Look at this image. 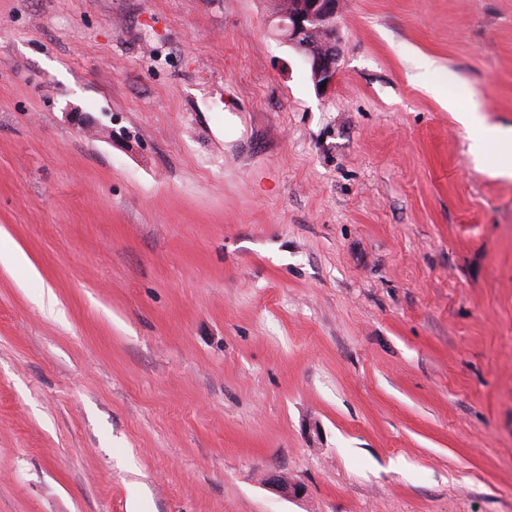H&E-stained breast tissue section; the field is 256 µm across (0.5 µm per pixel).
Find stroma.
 I'll return each mask as SVG.
<instances>
[{
	"mask_svg": "<svg viewBox=\"0 0 512 512\" xmlns=\"http://www.w3.org/2000/svg\"><path fill=\"white\" fill-rule=\"evenodd\" d=\"M272 12L0 0V512H512V0ZM274 14L283 8L285 0H275ZM297 11L288 15H276L277 27L282 36L302 56L316 90L321 95L328 94L339 71V40L337 18L341 0H302ZM317 34L322 42L318 50L312 51L309 41ZM326 82L325 88H322Z\"/></svg>",
	"mask_w": 512,
	"mask_h": 512,
	"instance_id": "obj_1",
	"label": "stroma"
}]
</instances>
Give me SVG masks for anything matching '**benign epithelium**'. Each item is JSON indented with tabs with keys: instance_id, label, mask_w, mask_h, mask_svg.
<instances>
[{
	"instance_id": "7a95c632",
	"label": "benign epithelium",
	"mask_w": 512,
	"mask_h": 512,
	"mask_svg": "<svg viewBox=\"0 0 512 512\" xmlns=\"http://www.w3.org/2000/svg\"><path fill=\"white\" fill-rule=\"evenodd\" d=\"M341 0H300L297 11L277 16L283 37L302 56L316 90L328 94L339 71V40L337 18ZM267 483L291 496L303 493L300 484H288L279 474L268 476Z\"/></svg>"
}]
</instances>
